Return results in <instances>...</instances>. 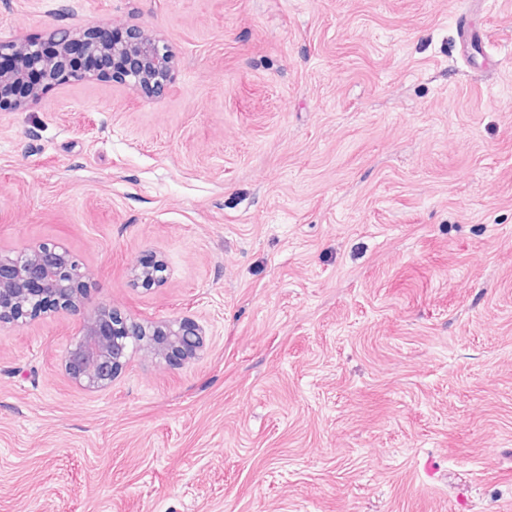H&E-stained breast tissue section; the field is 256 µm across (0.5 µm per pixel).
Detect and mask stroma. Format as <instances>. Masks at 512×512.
Returning a JSON list of instances; mask_svg holds the SVG:
<instances>
[{
  "label": "stroma",
  "instance_id": "1",
  "mask_svg": "<svg viewBox=\"0 0 512 512\" xmlns=\"http://www.w3.org/2000/svg\"><path fill=\"white\" fill-rule=\"evenodd\" d=\"M462 3L0 0L3 41L136 25L176 56L157 96L0 112V247L206 331L88 392L75 316L0 328V512H512V0L465 59ZM152 258L149 262L139 260L132 266V281L135 285L149 287L164 280L163 273L166 270L164 262L156 256Z\"/></svg>",
  "mask_w": 512,
  "mask_h": 512
}]
</instances>
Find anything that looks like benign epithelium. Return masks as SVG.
<instances>
[{
  "mask_svg": "<svg viewBox=\"0 0 512 512\" xmlns=\"http://www.w3.org/2000/svg\"><path fill=\"white\" fill-rule=\"evenodd\" d=\"M98 29L60 31L51 45L15 39L0 42V111L19 110L37 98L45 81L87 78L74 61L104 62L112 78L145 94H159L171 84L175 55L159 36L128 28L118 43L105 42ZM164 262L153 257L137 261L132 281L149 287L164 280ZM89 272L55 243L5 250L0 248V327H22L45 310L49 300L57 311L80 317V328L62 360L67 376L87 391L112 384L115 374L136 353L145 352L177 369L198 357L205 344L203 328L188 318L145 323L99 304L85 306Z\"/></svg>",
  "mask_w": 512,
  "mask_h": 512,
  "instance_id": "1",
  "label": "benign epithelium"
}]
</instances>
